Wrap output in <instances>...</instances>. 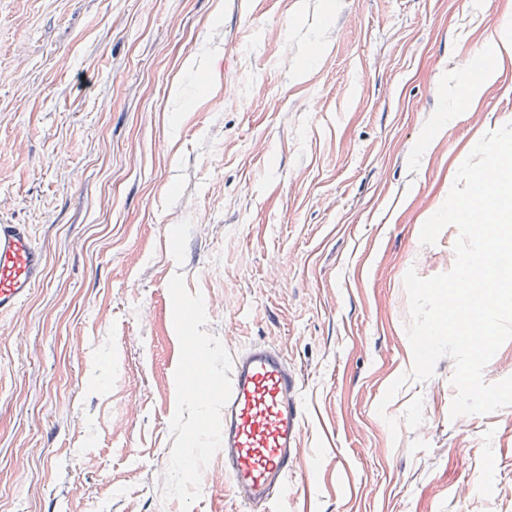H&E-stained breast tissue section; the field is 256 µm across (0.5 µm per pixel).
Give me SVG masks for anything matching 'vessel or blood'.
<instances>
[{"label": "vessel or blood", "instance_id": "vessel-or-blood-1", "mask_svg": "<svg viewBox=\"0 0 512 512\" xmlns=\"http://www.w3.org/2000/svg\"><path fill=\"white\" fill-rule=\"evenodd\" d=\"M44 264L29 225L0 223V318L21 311ZM223 398V423L209 437L231 492L250 512H276L305 464L300 379L281 351L257 342L238 352Z\"/></svg>", "mask_w": 512, "mask_h": 512}]
</instances>
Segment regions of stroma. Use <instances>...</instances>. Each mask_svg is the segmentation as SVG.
Returning a JSON list of instances; mask_svg holds the SVG:
<instances>
[{
	"mask_svg": "<svg viewBox=\"0 0 512 512\" xmlns=\"http://www.w3.org/2000/svg\"><path fill=\"white\" fill-rule=\"evenodd\" d=\"M509 123L512 0H0V221L45 254L0 324V512H246L173 461L219 470L191 436L253 341L303 383L286 512H512V407L410 377L404 287L453 267L421 228ZM474 67L481 72L482 79L480 83H473L471 81L463 82L460 86L457 103L463 98L475 96L478 93L479 88L484 83L490 81L494 76L495 72L493 71L489 60L484 56L476 58Z\"/></svg>",
	"mask_w": 512,
	"mask_h": 512,
	"instance_id": "1",
	"label": "stroma"
}]
</instances>
